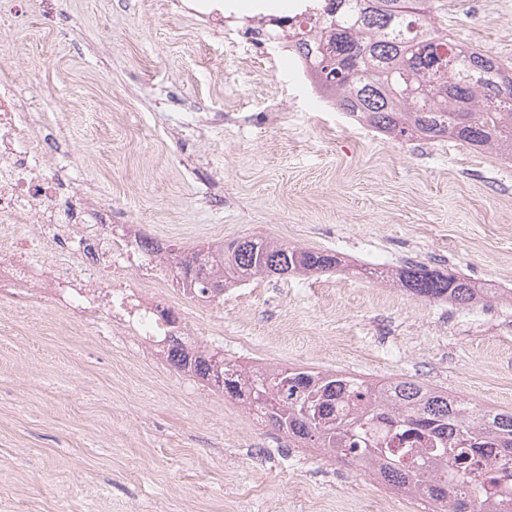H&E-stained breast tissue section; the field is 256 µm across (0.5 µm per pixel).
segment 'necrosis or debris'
<instances>
[{
	"label": "necrosis or debris",
	"instance_id": "obj_1",
	"mask_svg": "<svg viewBox=\"0 0 512 512\" xmlns=\"http://www.w3.org/2000/svg\"><path fill=\"white\" fill-rule=\"evenodd\" d=\"M37 126L0 79V301L49 305L96 336L120 333L169 355L189 312L168 296L155 239L114 230L51 163ZM36 225L35 234L20 232Z\"/></svg>",
	"mask_w": 512,
	"mask_h": 512
}]
</instances>
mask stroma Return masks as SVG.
Returning a JSON list of instances; mask_svg holds the SVG:
<instances>
[{
	"label": "stroma",
	"instance_id": "1",
	"mask_svg": "<svg viewBox=\"0 0 512 512\" xmlns=\"http://www.w3.org/2000/svg\"><path fill=\"white\" fill-rule=\"evenodd\" d=\"M170 0H27L0 69L49 112L116 224L183 250L265 236L390 270L422 262L512 289V161L350 120L228 28ZM449 39L512 66V0H435ZM268 366L411 378L512 410V305L426 301L347 273L258 279L195 311ZM174 367L54 312L0 307V512H362L368 477Z\"/></svg>",
	"mask_w": 512,
	"mask_h": 512
}]
</instances>
